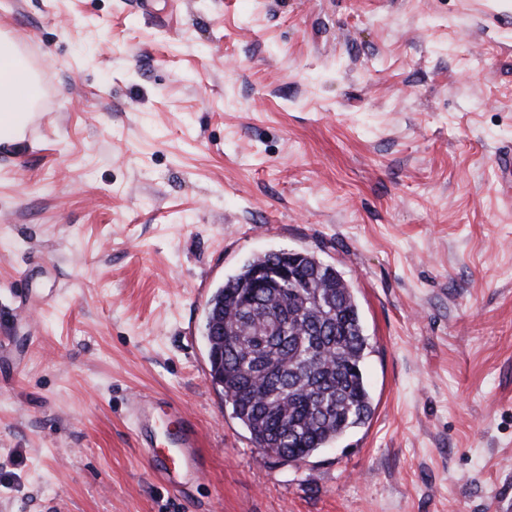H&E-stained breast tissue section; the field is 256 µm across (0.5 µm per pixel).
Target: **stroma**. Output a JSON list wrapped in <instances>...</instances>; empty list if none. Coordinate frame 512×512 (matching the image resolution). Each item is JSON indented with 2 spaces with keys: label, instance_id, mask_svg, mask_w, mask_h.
<instances>
[{
  "label": "stroma",
  "instance_id": "35a3bbf8",
  "mask_svg": "<svg viewBox=\"0 0 512 512\" xmlns=\"http://www.w3.org/2000/svg\"><path fill=\"white\" fill-rule=\"evenodd\" d=\"M42 95L0 145V512L512 508V0H0ZM351 285L374 412L295 464L210 377L255 256ZM179 408L174 492L134 396ZM153 404V400L147 397H135L131 401L130 423L141 452L170 487L178 492L182 484L176 475L178 470H185L190 477L203 473L199 466L201 434L194 425L182 417H176V426L167 435L168 447L158 448L156 442L160 423L154 415Z\"/></svg>",
  "mask_w": 512,
  "mask_h": 512
}]
</instances>
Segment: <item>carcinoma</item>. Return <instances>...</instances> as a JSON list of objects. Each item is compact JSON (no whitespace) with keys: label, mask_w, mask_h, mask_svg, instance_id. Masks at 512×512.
<instances>
[{"label":"carcinoma","mask_w":512,"mask_h":512,"mask_svg":"<svg viewBox=\"0 0 512 512\" xmlns=\"http://www.w3.org/2000/svg\"><path fill=\"white\" fill-rule=\"evenodd\" d=\"M252 258L207 303L210 376L256 447L301 462L330 447L372 414L362 370L368 346L352 288L332 266L302 252L280 289L251 288Z\"/></svg>","instance_id":"cac0c4a2"}]
</instances>
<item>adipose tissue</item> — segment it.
<instances>
[{"mask_svg": "<svg viewBox=\"0 0 512 512\" xmlns=\"http://www.w3.org/2000/svg\"><path fill=\"white\" fill-rule=\"evenodd\" d=\"M39 92V80L17 44L1 35L0 143L9 145L23 140L25 122Z\"/></svg>", "mask_w": 512, "mask_h": 512, "instance_id": "1", "label": "adipose tissue"}]
</instances>
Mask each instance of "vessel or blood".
<instances>
[{
    "mask_svg": "<svg viewBox=\"0 0 512 512\" xmlns=\"http://www.w3.org/2000/svg\"><path fill=\"white\" fill-rule=\"evenodd\" d=\"M130 423L137 438L138 447L153 466L169 483L179 489L178 471L188 475H200L202 439L194 425L185 419H177L175 427L167 435L166 447H157L160 423L153 412V401L146 397L134 398L130 407Z\"/></svg>",
    "mask_w": 512,
    "mask_h": 512,
    "instance_id": "obj_1",
    "label": "vessel or blood"
}]
</instances>
